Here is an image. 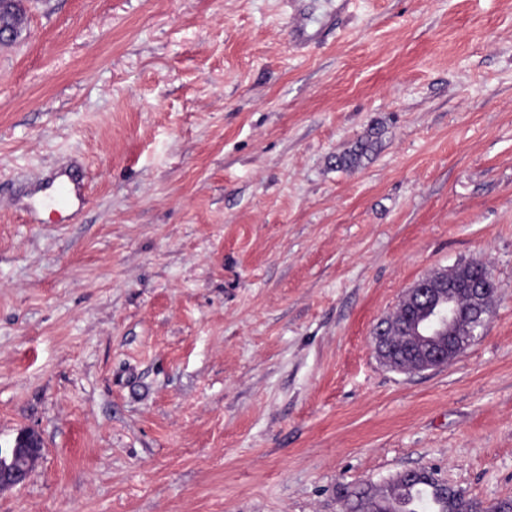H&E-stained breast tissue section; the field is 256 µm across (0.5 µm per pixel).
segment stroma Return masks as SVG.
Here are the masks:
<instances>
[{
  "label": "stroma",
  "mask_w": 512,
  "mask_h": 512,
  "mask_svg": "<svg viewBox=\"0 0 512 512\" xmlns=\"http://www.w3.org/2000/svg\"><path fill=\"white\" fill-rule=\"evenodd\" d=\"M0 44V512H345L427 469L512 498V0H24ZM356 154L354 164L344 157ZM76 214L28 217L60 169ZM479 263L484 333L371 338ZM457 266L428 274L405 292L398 311L414 312L423 304L431 308L429 318L431 326L421 320L404 330L402 343L413 351L419 359L413 371L428 370L445 366L459 357L461 349L466 347L471 338L459 336L455 330L456 292L458 288L476 289L471 293L470 312L478 323H487L492 316V307L488 304V293L496 286L484 272L477 267L470 274L457 276ZM450 339H458L460 350L451 354L448 344ZM43 441L34 429H22L9 448H0V492L26 482L43 458Z\"/></svg>",
  "instance_id": "stroma-1"
}]
</instances>
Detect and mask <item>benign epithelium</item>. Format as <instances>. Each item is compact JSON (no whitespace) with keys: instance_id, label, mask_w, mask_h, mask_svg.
Segmentation results:
<instances>
[{"instance_id":"1","label":"benign epithelium","mask_w":512,"mask_h":512,"mask_svg":"<svg viewBox=\"0 0 512 512\" xmlns=\"http://www.w3.org/2000/svg\"><path fill=\"white\" fill-rule=\"evenodd\" d=\"M454 271L452 267L422 277L405 292L400 303L401 311L414 312L424 304L431 308V325L419 320L402 335V343L419 359V371L445 366L459 357V353L449 352V340H459L462 348L471 341L455 330L457 289H473L469 306L477 322L485 324L491 319L488 293L496 290V286L484 269L477 267L465 276H457ZM42 458L41 435L33 429L20 430L12 446L0 448V492L24 484Z\"/></svg>"}]
</instances>
